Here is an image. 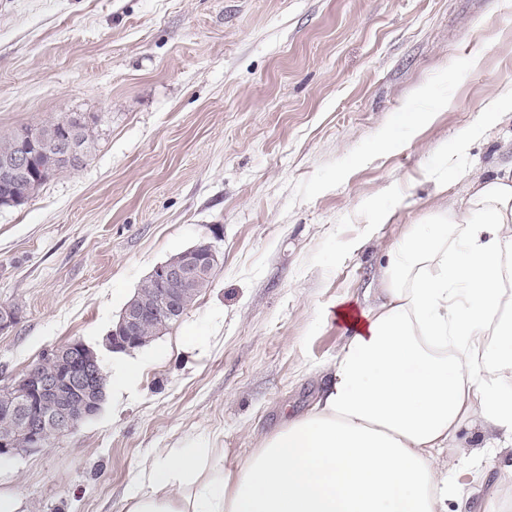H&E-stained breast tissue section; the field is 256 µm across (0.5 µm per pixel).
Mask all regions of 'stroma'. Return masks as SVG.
Returning <instances> with one entry per match:
<instances>
[{"label":"stroma","mask_w":512,"mask_h":512,"mask_svg":"<svg viewBox=\"0 0 512 512\" xmlns=\"http://www.w3.org/2000/svg\"><path fill=\"white\" fill-rule=\"evenodd\" d=\"M500 87L512 0H0V134L100 118L82 168L0 209V306L20 315L0 386L58 344L101 350L156 265L219 252L118 403L0 459L16 512H122L155 449L191 437L244 457L306 411L349 337L333 304L363 305L408 225L512 167V99L484 117ZM457 444L485 460L481 512L512 488V447L469 425Z\"/></svg>","instance_id":"35a3bbf8"}]
</instances>
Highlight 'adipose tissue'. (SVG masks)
<instances>
[{"label": "adipose tissue", "mask_w": 512, "mask_h": 512, "mask_svg": "<svg viewBox=\"0 0 512 512\" xmlns=\"http://www.w3.org/2000/svg\"><path fill=\"white\" fill-rule=\"evenodd\" d=\"M336 314L351 335L308 412L242 459L161 450L123 512H467L482 462L444 449L466 421L512 438V173L411 225L374 300Z\"/></svg>", "instance_id": "adipose-tissue-1"}]
</instances>
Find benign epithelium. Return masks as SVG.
Instances as JSON below:
<instances>
[{
    "mask_svg": "<svg viewBox=\"0 0 512 512\" xmlns=\"http://www.w3.org/2000/svg\"><path fill=\"white\" fill-rule=\"evenodd\" d=\"M75 119L60 123L56 143L59 157L69 159L76 153L74 143ZM42 149L26 130L20 131L18 150L0 158V185L5 186L20 178H28L40 170ZM217 257L216 245H210L209 255L190 249L176 262L157 265L151 279L164 284L170 280L190 282L211 272V263ZM158 304L172 317L181 313L180 292L177 288H163L158 293ZM155 304L134 301L126 305L118 321L104 339L110 352L128 351L137 344L142 322L154 311ZM57 369L45 374L30 370L12 384L14 399L3 406L6 419L19 426V432L0 433V457L45 447L48 436L76 429L99 409L100 387L97 379L102 373V359L97 351L81 340H72L54 349Z\"/></svg>",
    "mask_w": 512,
    "mask_h": 512,
    "instance_id": "7a95c632",
    "label": "benign epithelium"
}]
</instances>
